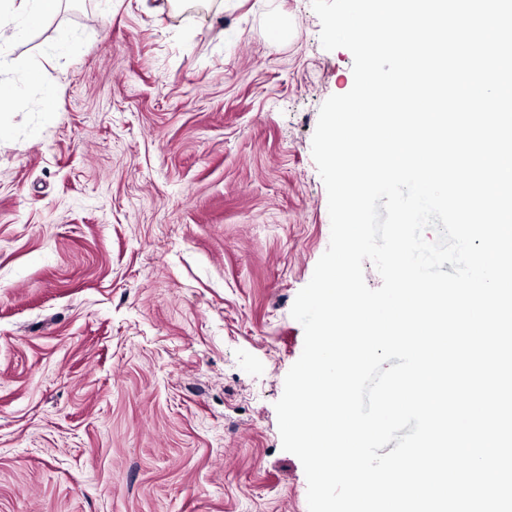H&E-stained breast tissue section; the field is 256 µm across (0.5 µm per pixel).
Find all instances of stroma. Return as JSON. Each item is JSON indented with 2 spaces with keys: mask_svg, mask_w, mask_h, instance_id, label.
<instances>
[{
  "mask_svg": "<svg viewBox=\"0 0 512 512\" xmlns=\"http://www.w3.org/2000/svg\"><path fill=\"white\" fill-rule=\"evenodd\" d=\"M320 31L311 0H68L0 47V512H308L274 404L353 86Z\"/></svg>",
  "mask_w": 512,
  "mask_h": 512,
  "instance_id": "35a3bbf8",
  "label": "stroma"
}]
</instances>
